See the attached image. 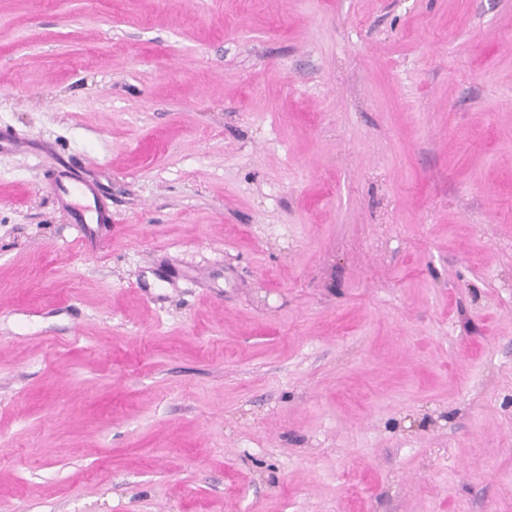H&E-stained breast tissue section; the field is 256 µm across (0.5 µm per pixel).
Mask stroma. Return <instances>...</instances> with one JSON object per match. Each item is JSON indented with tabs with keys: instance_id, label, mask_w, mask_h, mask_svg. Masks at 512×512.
<instances>
[{
	"instance_id": "35a3bbf8",
	"label": "stroma",
	"mask_w": 512,
	"mask_h": 512,
	"mask_svg": "<svg viewBox=\"0 0 512 512\" xmlns=\"http://www.w3.org/2000/svg\"><path fill=\"white\" fill-rule=\"evenodd\" d=\"M0 132V512H512V0H0ZM52 190L64 205L77 209L79 214L76 224H83L80 229V240L85 248L95 249L100 247L103 239L88 224H97V227L99 224H112V217L101 206L98 189L95 184L75 170L65 169L56 177ZM89 195L92 196L93 205L91 203L80 204L79 208L73 203V200L76 198L87 200ZM85 212L91 213L88 219L85 217Z\"/></svg>"
}]
</instances>
